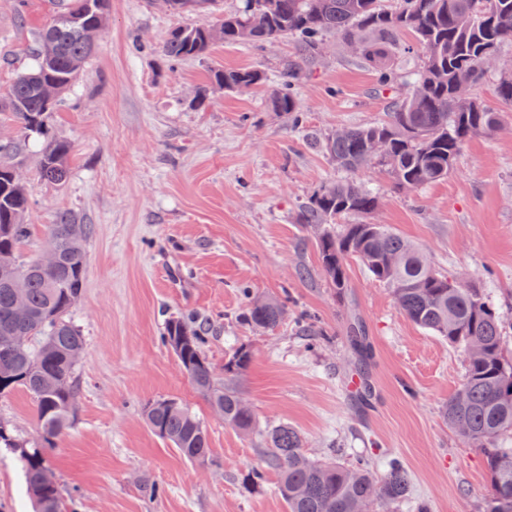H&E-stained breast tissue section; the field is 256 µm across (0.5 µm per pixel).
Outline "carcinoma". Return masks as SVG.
<instances>
[{
	"label": "carcinoma",
	"mask_w": 512,
	"mask_h": 512,
	"mask_svg": "<svg viewBox=\"0 0 512 512\" xmlns=\"http://www.w3.org/2000/svg\"><path fill=\"white\" fill-rule=\"evenodd\" d=\"M167 3L175 13H201L211 10L215 0ZM108 4L58 0L57 12L36 35V69L18 77L0 99V111L11 115L24 137L42 133L45 115L84 71L107 23ZM403 31L413 34L424 56L400 77L385 59L392 52L410 56L398 41ZM331 33L345 53L372 64L380 90L391 89L399 77L407 85L406 95L391 103L388 121L343 129L322 143L337 167L352 173L379 167L400 187L417 190L448 178L468 139L494 132L505 122V114L486 107L474 90L492 70L487 57L512 41V0H402L394 11L380 8L378 0H244L241 10L217 25L202 22L174 29L160 52L185 60L202 57L217 41L256 44L295 38L293 54L282 63L284 85L272 108L296 122L295 86L320 64L324 36ZM263 80L259 69H219L197 88L195 101L206 103L216 88L239 92ZM497 93L512 106L511 70L501 72ZM70 153L66 140L42 141L38 177L64 185L70 177ZM16 154V143L0 142V336L11 337L0 342V397L19 389L29 393L40 429L21 439L0 421V450L17 455L36 512H75L47 474L50 453L72 424L81 392L76 368L85 339L72 314L83 294L86 243L94 228L60 212L54 223L45 225L42 242V248L57 256L52 273L42 272L36 258L25 256L29 198L9 162ZM379 204L380 197L356 180L332 182L299 205L298 220L329 225L317 247L321 269L338 298L346 295L347 260L354 258L375 281L391 288L396 306L410 321L466 352L462 383L444 405V418L486 457L490 490L485 512H512V448L495 447L499 437L512 432V360L503 352V317L479 289L466 281L451 283L418 247L387 226L361 222L332 228L337 217L369 215ZM14 275L26 279L20 295L6 285ZM20 306L27 310L23 318L17 314ZM286 313L276 298L250 299L241 319L272 330ZM205 331L201 322L172 318L165 323L162 341L210 407L223 410L224 425L249 435L256 419L232 382L248 371L252 351L245 345L234 351L224 362V384L219 385L204 352ZM295 331L325 335L320 321L308 316L297 318ZM347 333L358 360L367 365L359 317H351ZM143 415L150 429L185 459L215 464L205 426L181 401L153 400L144 405ZM262 438V463L248 469L243 482L257 489L269 472H276L288 512H366L379 499L400 504L411 497L412 478L398 458L378 477L362 456L351 464L310 459L300 432L287 423L263 431Z\"/></svg>",
	"instance_id": "cac0c4a2"
}]
</instances>
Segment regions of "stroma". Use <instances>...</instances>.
<instances>
[{"label":"stroma","instance_id":"35a3bbf8","mask_svg":"<svg viewBox=\"0 0 512 512\" xmlns=\"http://www.w3.org/2000/svg\"><path fill=\"white\" fill-rule=\"evenodd\" d=\"M53 2L0 0V95L35 66L34 38ZM241 6L217 0L207 15H177L164 0H110L96 53L47 116L51 135L73 145L70 178L53 188L27 172L25 253L37 252L57 212L94 227L73 314L86 338L77 367L82 391L74 423L50 455L52 473L80 495L82 512H284L276 476L252 493L241 476L261 461V430L286 423L314 458L337 444L377 465L399 457L430 512H483V453L463 444L442 414L464 374L462 352L408 320L357 260L348 262V292L338 299L320 267L316 228L295 221L303 201L349 176L320 140L386 120L403 88L378 90L370 65L333 49L298 84L292 128L271 108L288 41L217 43L203 59L160 54L176 27L216 24ZM212 65L257 68L267 79L242 92L213 91L196 105ZM358 178L381 196L370 222L411 241L443 272L465 273L512 318V121L472 137L448 178L423 189H401L374 169ZM248 294L284 300L283 324L273 331L244 324ZM350 312L364 325L367 368L382 395L364 412L347 396ZM306 314L321 321L324 339L296 335L294 322ZM177 315L206 321L216 376L237 346L251 348L238 386L259 434L225 426L162 343L166 321ZM160 398L182 401L203 421L214 465L189 463L147 426L142 407ZM0 419L33 434L31 397L0 398ZM147 483L164 494L147 499ZM22 486L12 455L0 454V512H32Z\"/></svg>","mask_w":512,"mask_h":512}]
</instances>
